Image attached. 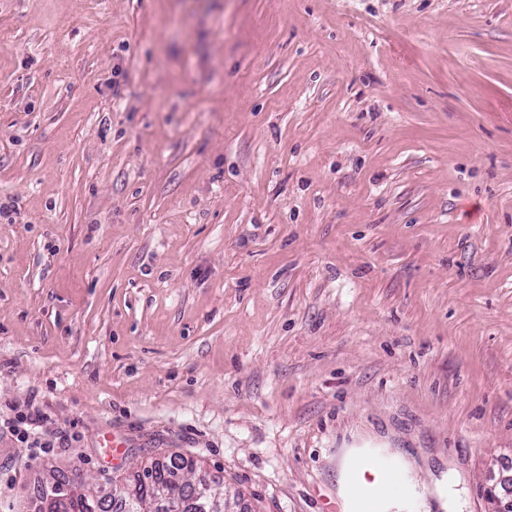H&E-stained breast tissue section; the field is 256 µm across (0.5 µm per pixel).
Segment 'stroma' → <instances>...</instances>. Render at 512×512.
Segmentation results:
<instances>
[{
	"instance_id": "stroma-1",
	"label": "stroma",
	"mask_w": 512,
	"mask_h": 512,
	"mask_svg": "<svg viewBox=\"0 0 512 512\" xmlns=\"http://www.w3.org/2000/svg\"><path fill=\"white\" fill-rule=\"evenodd\" d=\"M350 448L383 512L512 460V0H0V512H345ZM182 469L177 459L172 457L166 461L153 462L150 467L143 470L133 484L124 488L117 496L113 489L107 490V488L96 496L88 493H74L70 489L66 491L68 485L66 483L69 480H57L54 487L41 488L36 500L40 504L49 495L64 497L65 501L52 505L57 510L61 505L64 509L62 512H148L142 510L143 504L154 499L161 487H166L182 496L184 505L182 512H210L209 505L205 501L194 500L187 493V489L174 483L176 473ZM52 506L48 512H58L53 510ZM367 472L375 477L374 481L367 480ZM341 484L352 512L375 511L387 501L403 496L406 490L405 479L400 471L396 473L394 482L387 483L372 465L358 463H348L345 466ZM372 498L383 499L378 508H368V502Z\"/></svg>"
}]
</instances>
